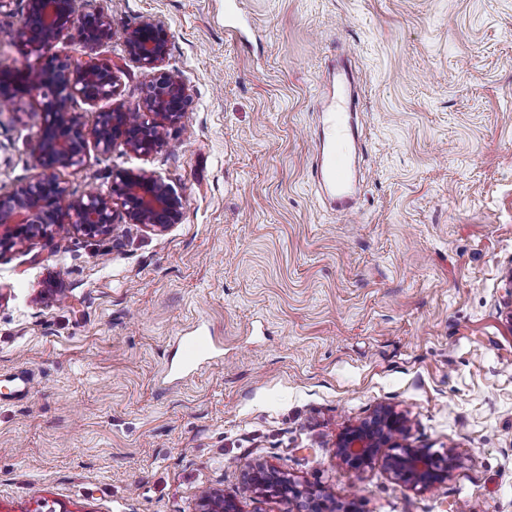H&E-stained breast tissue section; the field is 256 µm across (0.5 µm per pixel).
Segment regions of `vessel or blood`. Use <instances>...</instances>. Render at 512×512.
Listing matches in <instances>:
<instances>
[{"instance_id":"obj_1","label":"vessel or blood","mask_w":512,"mask_h":512,"mask_svg":"<svg viewBox=\"0 0 512 512\" xmlns=\"http://www.w3.org/2000/svg\"><path fill=\"white\" fill-rule=\"evenodd\" d=\"M332 80L336 87L326 104V115L319 130V152L312 165V176L329 192L332 206L349 213L355 208L354 178L347 164L348 141L353 136V116L359 96L353 90L351 65L343 54L330 62ZM211 336L197 332L181 339L185 362L191 363L210 353Z\"/></svg>"}]
</instances>
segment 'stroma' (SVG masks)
I'll return each instance as SVG.
<instances>
[{"label": "stroma", "mask_w": 512, "mask_h": 512, "mask_svg": "<svg viewBox=\"0 0 512 512\" xmlns=\"http://www.w3.org/2000/svg\"><path fill=\"white\" fill-rule=\"evenodd\" d=\"M83 8L112 20L97 55L117 102L145 94L124 38L154 16L190 104L151 155L92 149L60 176L80 196L147 170L183 218L0 254V512H197L206 487L288 512L242 494L260 462L361 512H512V0H243L231 29L224 0ZM24 12L0 14V72L27 63L9 35ZM338 50L362 95L353 218L311 178ZM41 128L34 97L0 110L1 186L37 176ZM197 328L213 353L168 370ZM381 405L452 451L447 481L339 460Z\"/></svg>", "instance_id": "obj_1"}]
</instances>
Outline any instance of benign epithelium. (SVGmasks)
<instances>
[{
  "label": "benign epithelium",
  "mask_w": 512,
  "mask_h": 512,
  "mask_svg": "<svg viewBox=\"0 0 512 512\" xmlns=\"http://www.w3.org/2000/svg\"><path fill=\"white\" fill-rule=\"evenodd\" d=\"M78 2L27 0L23 24L10 31L32 62L14 75L0 77V104L11 105L17 95L40 98L43 126L35 156L40 173L25 185L0 190V254L64 224L90 236L107 235L116 228L118 210L127 223L157 233L182 220L184 196L146 170L118 171L111 192L81 197L73 196L59 176L62 170L80 167L91 145L101 154L120 143L131 152L150 155L164 145L167 128L190 103L182 79L162 69L169 42L164 23L146 17L126 30L124 41L129 59L149 76L145 97L132 107L118 105L96 112L92 127H86L82 113L71 110L73 101L112 100L118 86L110 62L92 58L73 67L52 53L73 30L92 52L112 39L111 19L100 12L80 11ZM408 431L405 413L382 406L339 436L336 457L356 473L380 461L396 481L421 491L447 480L452 456L411 445ZM242 488L284 498L296 504V512H356L353 505H328L321 491L264 464L252 468ZM199 507L200 512H239L235 499L210 489L201 494Z\"/></svg>",
  "instance_id": "7a95c632"
}]
</instances>
